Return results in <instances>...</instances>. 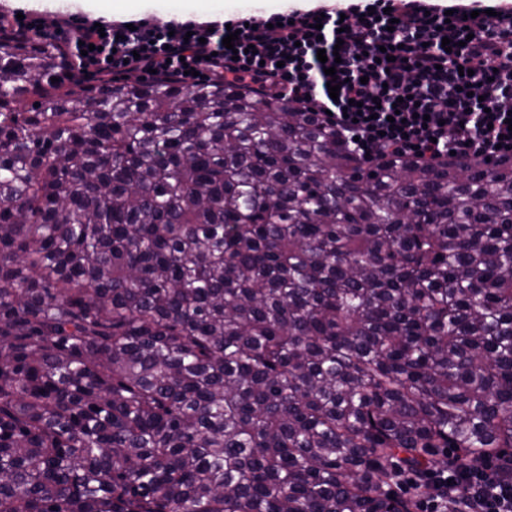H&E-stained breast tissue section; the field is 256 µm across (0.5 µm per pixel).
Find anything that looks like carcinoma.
I'll use <instances>...</instances> for the list:
<instances>
[{"mask_svg":"<svg viewBox=\"0 0 512 512\" xmlns=\"http://www.w3.org/2000/svg\"><path fill=\"white\" fill-rule=\"evenodd\" d=\"M450 448L512 449L511 157L0 23V512H407Z\"/></svg>","mask_w":512,"mask_h":512,"instance_id":"cac0c4a2","label":"carcinoma"}]
</instances>
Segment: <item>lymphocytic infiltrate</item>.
Instances as JSON below:
<instances>
[{"mask_svg":"<svg viewBox=\"0 0 512 512\" xmlns=\"http://www.w3.org/2000/svg\"><path fill=\"white\" fill-rule=\"evenodd\" d=\"M321 29H314V21ZM86 79L170 74L183 85L220 79L257 86L324 115L349 150L433 163L512 157V13L447 21L430 0H351L344 10L274 13L246 26L192 18L158 25L63 19L53 26ZM238 31L233 48L222 40ZM451 50H444L443 41ZM90 52H82V45ZM326 61H319L318 52ZM332 66L338 98L327 88ZM411 512H449L461 496L468 512H512V456L464 462L404 478Z\"/></svg>","mask_w":512,"mask_h":512,"instance_id":"lymphocytic-infiltrate-1","label":"lymphocytic infiltrate"}]
</instances>
